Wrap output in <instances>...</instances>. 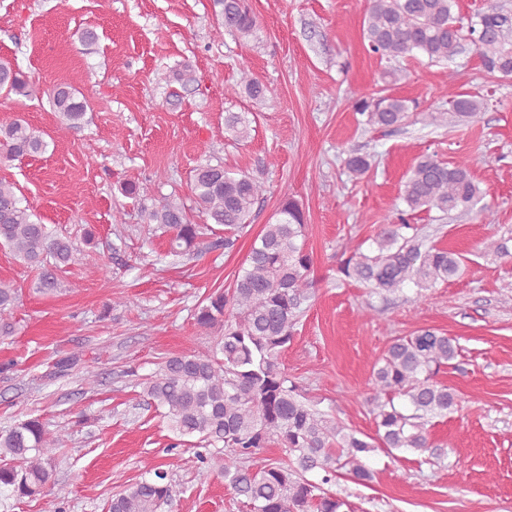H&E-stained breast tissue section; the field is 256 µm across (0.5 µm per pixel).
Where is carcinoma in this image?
<instances>
[{
    "instance_id": "cac0c4a2",
    "label": "carcinoma",
    "mask_w": 512,
    "mask_h": 512,
    "mask_svg": "<svg viewBox=\"0 0 512 512\" xmlns=\"http://www.w3.org/2000/svg\"><path fill=\"white\" fill-rule=\"evenodd\" d=\"M216 33L226 30L246 38L256 28L247 0H213ZM457 0H367L363 34L368 50L382 59L399 62L422 55L431 63L447 62L475 44L488 74L512 76V10L490 3L468 19L456 13ZM24 73L0 60V90L27 95ZM243 93L253 103L265 101L263 84L250 73L241 76ZM448 109L429 113L430 123L472 124L484 111L483 99L457 90L454 71L440 91ZM355 109L367 124L398 128L407 124L416 102L381 88L372 93L347 90ZM52 104L66 128L79 130L88 111L86 99L66 84L53 92ZM224 132L232 140L250 137L247 116L229 112ZM49 143L24 120L0 124V161L46 153ZM475 161L460 156L443 161L426 153L418 157L402 181L400 194L409 211L476 212L487 224L494 211L482 203L483 193L473 174ZM353 181L367 177L371 160L356 152L344 161ZM195 209L205 223L191 221L184 203L164 197L145 211V220L167 236L166 255L181 257L202 252L203 239L224 227V248L234 245L249 223L253 207L265 191L264 173L235 172L222 164L206 163L192 175ZM124 196L150 195L143 182L121 186ZM308 224L299 204L288 199L273 224L265 225L253 240L246 267L233 288L205 297L194 313L201 329L220 328L205 353H182L163 361L142 382L149 403L163 410L176 438L172 448L196 444L197 459L210 471L224 475L233 494L250 512H344L346 501L322 485L350 467L362 483L374 473L361 461L373 443L340 420L303 400L299 385L281 368L279 358L294 339L295 328L311 295L313 256L306 247ZM368 253L343 258L337 273L343 281L361 283L382 295L411 283L421 290L460 276L463 256L452 250L423 244L419 229L404 213L380 225ZM0 246L38 270L36 290L50 294L59 288V273L70 265L77 250L69 236L34 218L17 197L15 185L0 179ZM487 248L504 262H512V237L500 238ZM18 289L0 283V336L13 333L11 318ZM458 355L456 340L434 329L394 338L376 359L371 385L363 404L376 421V440L386 448H408L424 453L434 447L432 419L445 417L458 405L457 394L437 375ZM276 443L285 448L283 462L256 460L263 448ZM66 446V439L51 432L38 418L15 423L0 432V493L17 500L43 493ZM322 472L321 482L306 477ZM173 485L167 472L131 484L112 496L108 512H161L171 504Z\"/></svg>"
}]
</instances>
